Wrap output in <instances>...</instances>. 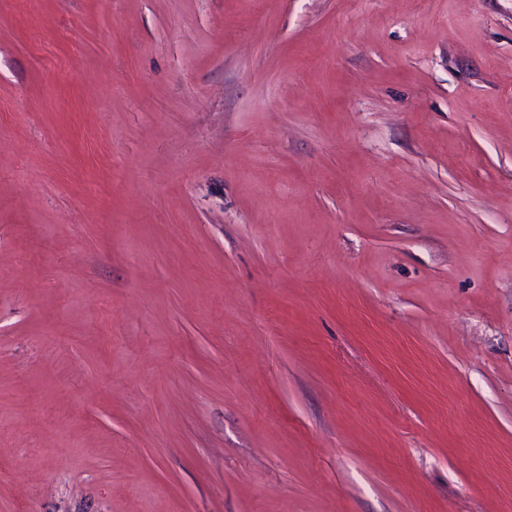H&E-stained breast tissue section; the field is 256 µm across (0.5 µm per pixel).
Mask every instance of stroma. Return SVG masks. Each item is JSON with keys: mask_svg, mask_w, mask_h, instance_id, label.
Wrapping results in <instances>:
<instances>
[{"mask_svg": "<svg viewBox=\"0 0 512 512\" xmlns=\"http://www.w3.org/2000/svg\"><path fill=\"white\" fill-rule=\"evenodd\" d=\"M0 512H512V0H0Z\"/></svg>", "mask_w": 512, "mask_h": 512, "instance_id": "35a3bbf8", "label": "stroma"}]
</instances>
